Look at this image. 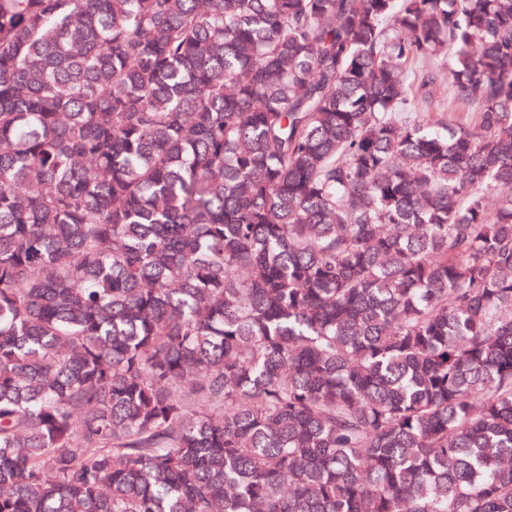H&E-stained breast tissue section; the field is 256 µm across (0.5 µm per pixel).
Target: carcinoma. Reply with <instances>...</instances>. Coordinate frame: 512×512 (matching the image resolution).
<instances>
[{"instance_id": "obj_1", "label": "carcinoma", "mask_w": 512, "mask_h": 512, "mask_svg": "<svg viewBox=\"0 0 512 512\" xmlns=\"http://www.w3.org/2000/svg\"><path fill=\"white\" fill-rule=\"evenodd\" d=\"M0 512H512V0H0Z\"/></svg>"}]
</instances>
